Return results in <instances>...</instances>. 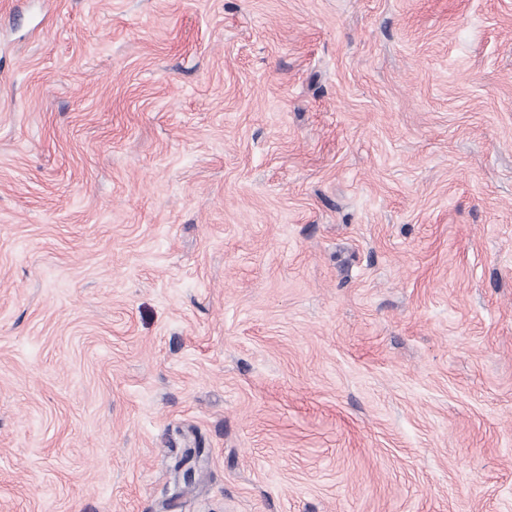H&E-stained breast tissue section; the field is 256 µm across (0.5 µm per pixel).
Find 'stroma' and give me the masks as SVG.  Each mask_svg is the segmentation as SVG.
<instances>
[{"label":"stroma","mask_w":512,"mask_h":512,"mask_svg":"<svg viewBox=\"0 0 512 512\" xmlns=\"http://www.w3.org/2000/svg\"><path fill=\"white\" fill-rule=\"evenodd\" d=\"M0 512H512V0H0Z\"/></svg>","instance_id":"1"}]
</instances>
